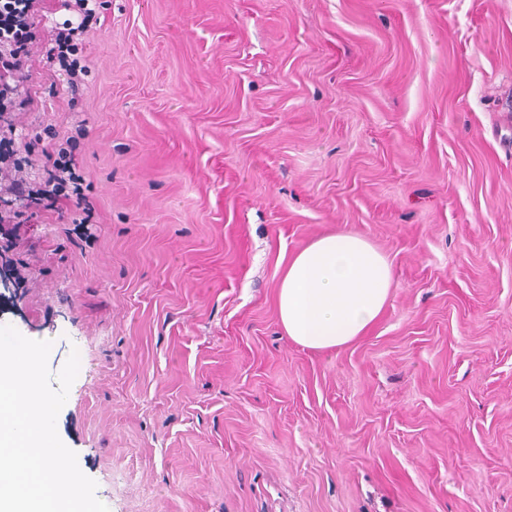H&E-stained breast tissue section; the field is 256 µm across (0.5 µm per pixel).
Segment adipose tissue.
<instances>
[{
    "label": "adipose tissue",
    "mask_w": 512,
    "mask_h": 512,
    "mask_svg": "<svg viewBox=\"0 0 512 512\" xmlns=\"http://www.w3.org/2000/svg\"><path fill=\"white\" fill-rule=\"evenodd\" d=\"M393 271L386 257L350 232L319 236L292 255L276 292L280 325L310 350L344 346L379 319Z\"/></svg>",
    "instance_id": "ef3b65f1"
}]
</instances>
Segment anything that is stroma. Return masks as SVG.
<instances>
[{"mask_svg":"<svg viewBox=\"0 0 512 512\" xmlns=\"http://www.w3.org/2000/svg\"><path fill=\"white\" fill-rule=\"evenodd\" d=\"M1 116L89 223L0 234V326L71 352L57 432L110 512H512V0H99ZM83 135H76L77 126ZM394 279L316 352L282 263L336 230ZM89 2H96L93 0H74L75 7L78 8L80 14L83 16L80 20V22L77 23L76 26H74V22L72 20L66 19L62 23L61 27H55L56 31H53L54 34L52 35L53 38L50 39V43L48 45H52L48 49H46V56L47 58H55L57 56L60 60V63L63 64V66L67 67L70 70V74L72 78H70V87L71 90H75V88L78 86L77 80L75 79L78 75V72H81L85 74L86 72V66H80L77 59H72L69 61V57L67 56V53L74 49L73 46H75L72 42L74 41V37L80 36L85 32V22L86 19L93 13L94 9L87 8ZM66 51V52H64ZM77 66L79 70L77 69ZM77 71V72H76Z\"/></svg>","mask_w":512,"mask_h":512,"instance_id":"35a3bbf8","label":"stroma"}]
</instances>
